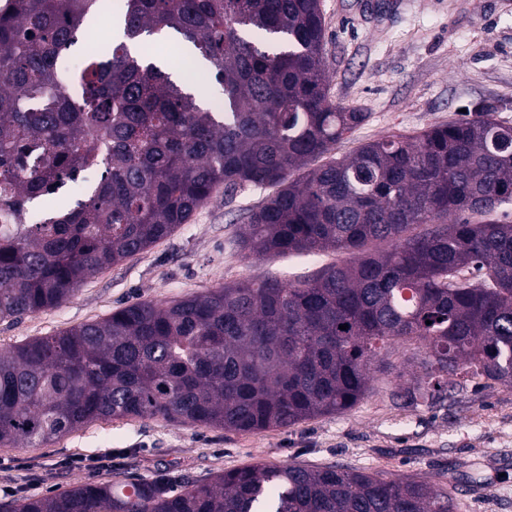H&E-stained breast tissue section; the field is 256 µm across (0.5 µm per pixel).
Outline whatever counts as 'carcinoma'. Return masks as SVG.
I'll use <instances>...</instances> for the list:
<instances>
[{
	"mask_svg": "<svg viewBox=\"0 0 512 512\" xmlns=\"http://www.w3.org/2000/svg\"><path fill=\"white\" fill-rule=\"evenodd\" d=\"M0 13V321L69 301L91 275L171 236L219 190L274 192L239 235L247 258L347 252L314 276L125 304L103 321L0 350V446L39 448L114 418L248 433L344 413L371 366L417 345L399 396L431 405L454 377L512 386V124L486 109L352 154L366 119L329 96L320 0H124L117 41L85 60L52 112L59 62L104 0H13ZM174 43L223 103L130 44ZM94 164L79 197L37 210ZM348 325L341 330L339 326ZM412 476L255 465L173 489L83 483L0 512H457Z\"/></svg>",
	"mask_w": 512,
	"mask_h": 512,
	"instance_id": "carcinoma-1",
	"label": "carcinoma"
}]
</instances>
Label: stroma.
I'll return each mask as SVG.
<instances>
[{"label": "stroma", "mask_w": 512, "mask_h": 512, "mask_svg": "<svg viewBox=\"0 0 512 512\" xmlns=\"http://www.w3.org/2000/svg\"><path fill=\"white\" fill-rule=\"evenodd\" d=\"M330 98L366 120L337 155L392 134L475 117L490 107L512 124V0H320ZM267 190L216 194L170 237L87 279L62 305L0 322V348L101 320L127 302L170 301L226 283L296 279L348 253L245 258L237 245L248 210ZM375 372L351 411L286 428L239 433L120 418L91 423L40 448L0 447V501L79 483L149 477L208 480L253 465L336 463L387 478L413 476L448 489L458 512H512V386L472 382L435 404L392 393L409 368L402 355Z\"/></svg>", "instance_id": "35a3bbf8"}]
</instances>
